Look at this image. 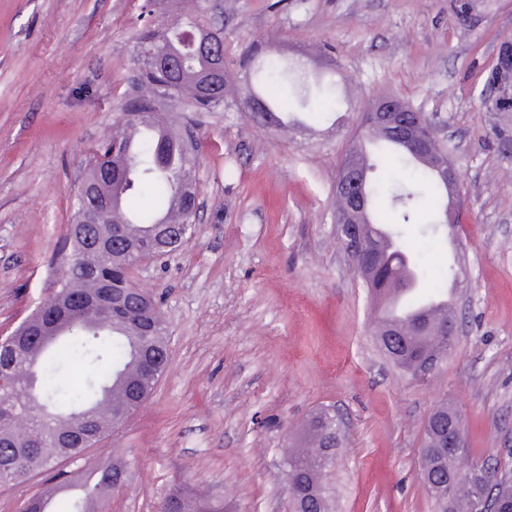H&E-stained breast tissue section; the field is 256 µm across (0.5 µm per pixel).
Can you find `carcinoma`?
I'll list each match as a JSON object with an SVG mask.
<instances>
[{
  "instance_id": "carcinoma-1",
  "label": "carcinoma",
  "mask_w": 512,
  "mask_h": 512,
  "mask_svg": "<svg viewBox=\"0 0 512 512\" xmlns=\"http://www.w3.org/2000/svg\"><path fill=\"white\" fill-rule=\"evenodd\" d=\"M212 26L206 0H188L181 14L152 21L137 35L134 63L139 67V87L122 105L112 126V139L121 149L114 155L102 150L107 167L96 163L87 170L88 178L103 188L106 198V205L99 206V223L88 232L109 237L118 230L124 241L112 249L110 258L86 251V236L79 234L78 221L83 204L92 199L76 190V211L65 241L68 265L56 282L57 290L19 325L15 335L0 342V373L11 378L10 385L0 389V473H39L59 458L60 425L24 409L30 392H35L43 406L78 411L85 422L119 388L121 398L112 404L115 432L150 396L167 366L168 330L158 306L132 315L112 300L100 298V291L127 289L128 268L138 259L127 246L145 244L163 226L195 220L185 189L196 183L198 147L190 132L167 130V113L224 110L232 101L235 70L247 73L255 62L252 54L236 63L224 62V91L202 93L210 60L201 52L198 38ZM148 49L173 56L178 66L153 65L145 56ZM284 70L279 58L269 56L258 68L259 89L249 94L262 102V116L270 123H275L276 115L300 108L310 114L336 111L339 101L321 85L317 105L305 95L297 100L281 97ZM359 138L385 145L382 152L404 166L405 175L388 185L369 176L374 164L356 146L346 153L358 165L366 216L362 228L371 254L370 262L365 269H356L357 274L375 305L403 284L407 274H412L414 282L403 298L406 326L397 325L398 319L384 311L374 312L379 330L376 343L393 362L414 372L421 355L446 353L440 337L427 329L436 322L417 312L420 295H438L444 287L422 289L419 258L405 248L400 225L417 223L419 204L426 200L429 230L437 233L448 207V189L436 171L435 156L424 162L402 140L372 127L363 128ZM145 191L153 195L152 207L130 208V200ZM81 294L93 302L61 312L58 296ZM334 427L335 409H317L291 443L293 450L284 454L291 512H333L330 476L336 446L327 437ZM440 437L424 432L422 479L435 512H481L483 468L468 478L448 480L454 472L453 457L437 448ZM130 468L131 463L123 460L99 468L97 477L83 481L80 493L71 497V512H95L108 490L123 487ZM497 497L500 512H512L511 474H499ZM163 512H224V502L186 485L165 496Z\"/></svg>"
}]
</instances>
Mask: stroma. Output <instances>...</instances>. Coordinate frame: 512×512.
Instances as JSON below:
<instances>
[{"label": "stroma", "mask_w": 512, "mask_h": 512, "mask_svg": "<svg viewBox=\"0 0 512 512\" xmlns=\"http://www.w3.org/2000/svg\"><path fill=\"white\" fill-rule=\"evenodd\" d=\"M224 47L295 62L328 45L333 135L283 139L234 105L177 116L199 151L190 241L136 283L169 326L154 393L72 476L132 464L108 512H159L178 483L224 512H289L281 453L318 407L343 420L334 512H434L424 425L448 403L470 456L512 470V112L487 79L512 37V0H223ZM147 0H0V334L52 296L75 186L130 90ZM396 95L441 131L462 180L454 234L405 229L424 280L457 284L462 328L413 375L377 347L372 303L336 238V173L360 112Z\"/></svg>", "instance_id": "1"}]
</instances>
